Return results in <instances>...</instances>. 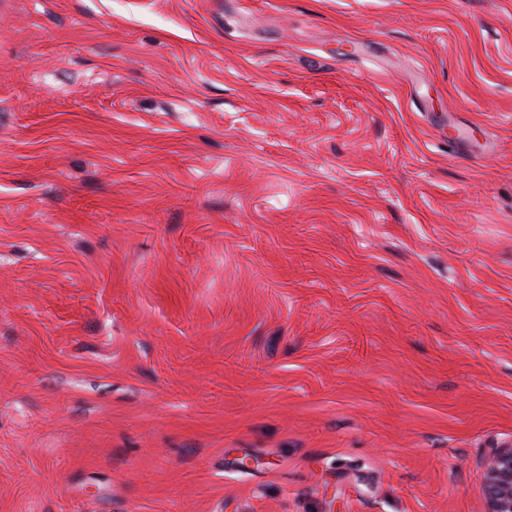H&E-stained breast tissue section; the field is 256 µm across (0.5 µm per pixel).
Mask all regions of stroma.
Listing matches in <instances>:
<instances>
[{
  "instance_id": "stroma-1",
  "label": "stroma",
  "mask_w": 512,
  "mask_h": 512,
  "mask_svg": "<svg viewBox=\"0 0 512 512\" xmlns=\"http://www.w3.org/2000/svg\"><path fill=\"white\" fill-rule=\"evenodd\" d=\"M510 438L512 0H0V512H485Z\"/></svg>"
}]
</instances>
